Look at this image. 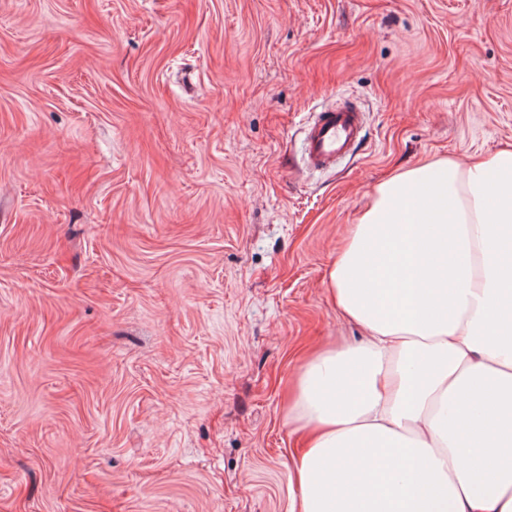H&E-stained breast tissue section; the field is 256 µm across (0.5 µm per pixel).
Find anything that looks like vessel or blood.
Segmentation results:
<instances>
[{"label": "vessel or blood", "mask_w": 512, "mask_h": 512, "mask_svg": "<svg viewBox=\"0 0 512 512\" xmlns=\"http://www.w3.org/2000/svg\"><path fill=\"white\" fill-rule=\"evenodd\" d=\"M362 131L363 115L356 107L345 105L316 113L306 131L307 166H335L353 152Z\"/></svg>", "instance_id": "vessel-or-blood-1"}]
</instances>
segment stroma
<instances>
[{"label": "stroma", "instance_id": "stroma-1", "mask_svg": "<svg viewBox=\"0 0 512 512\" xmlns=\"http://www.w3.org/2000/svg\"><path fill=\"white\" fill-rule=\"evenodd\" d=\"M508 147L512 0H0V512H289L348 229ZM363 115L345 105L317 112L306 131L305 163L313 169L335 166L361 139Z\"/></svg>", "mask_w": 512, "mask_h": 512}]
</instances>
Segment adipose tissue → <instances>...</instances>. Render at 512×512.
<instances>
[{
  "label": "adipose tissue",
  "mask_w": 512,
  "mask_h": 512,
  "mask_svg": "<svg viewBox=\"0 0 512 512\" xmlns=\"http://www.w3.org/2000/svg\"><path fill=\"white\" fill-rule=\"evenodd\" d=\"M327 286L366 339L293 377L289 512H512V150L378 184Z\"/></svg>",
  "instance_id": "ef3b65f1"
}]
</instances>
